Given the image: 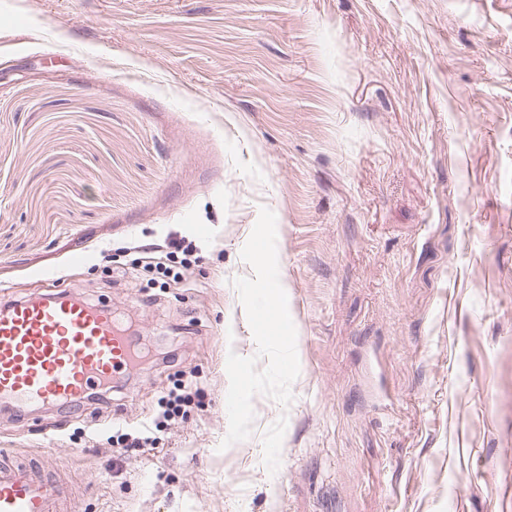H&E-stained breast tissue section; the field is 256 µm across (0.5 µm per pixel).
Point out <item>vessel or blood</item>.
<instances>
[{
    "instance_id": "b4317fda",
    "label": "vessel or blood",
    "mask_w": 512,
    "mask_h": 512,
    "mask_svg": "<svg viewBox=\"0 0 512 512\" xmlns=\"http://www.w3.org/2000/svg\"><path fill=\"white\" fill-rule=\"evenodd\" d=\"M111 311L55 295L0 307V404L60 405L134 366ZM0 512H71L65 485L0 454Z\"/></svg>"
}]
</instances>
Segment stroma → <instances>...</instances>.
<instances>
[{
	"instance_id": "obj_1",
	"label": "stroma",
	"mask_w": 512,
	"mask_h": 512,
	"mask_svg": "<svg viewBox=\"0 0 512 512\" xmlns=\"http://www.w3.org/2000/svg\"><path fill=\"white\" fill-rule=\"evenodd\" d=\"M264 206L300 373L225 449ZM180 238V281L131 268ZM45 272L152 351L110 403L0 407V448L75 512H503L512 0H0V303ZM179 370L201 403L164 422ZM146 424L155 448L120 453Z\"/></svg>"
}]
</instances>
